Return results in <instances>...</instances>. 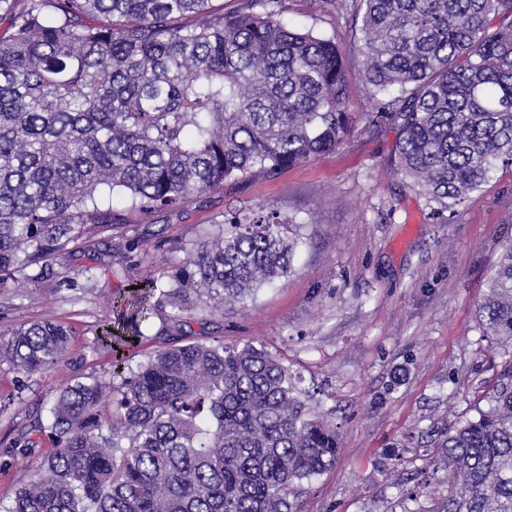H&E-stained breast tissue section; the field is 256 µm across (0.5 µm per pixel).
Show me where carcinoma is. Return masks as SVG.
<instances>
[{
	"instance_id": "cac0c4a2",
	"label": "carcinoma",
	"mask_w": 512,
	"mask_h": 512,
	"mask_svg": "<svg viewBox=\"0 0 512 512\" xmlns=\"http://www.w3.org/2000/svg\"><path fill=\"white\" fill-rule=\"evenodd\" d=\"M211 0H0V273L93 243L118 221L336 148L354 112L336 42L294 30L275 0L214 16ZM371 121L397 130L396 173L431 218L512 169V0H353ZM265 4L259 11L256 6ZM193 18L186 24L183 19ZM294 221L258 206L224 218L163 278L133 289L93 349L109 377L63 378L40 432L49 455L6 512H296L303 483L336 461V427L264 346L189 341L132 366L143 310L179 326L224 315L286 276ZM63 279L85 293L88 270ZM476 317L508 350L484 400L426 465L446 472L430 512H512V242ZM50 316L0 337V364L35 381L67 363Z\"/></svg>"
}]
</instances>
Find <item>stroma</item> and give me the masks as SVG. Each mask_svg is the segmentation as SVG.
Instances as JSON below:
<instances>
[{"label":"stroma","instance_id":"35a3bbf8","mask_svg":"<svg viewBox=\"0 0 512 512\" xmlns=\"http://www.w3.org/2000/svg\"><path fill=\"white\" fill-rule=\"evenodd\" d=\"M277 9L292 26L335 39L356 114L350 134L334 150L226 181L172 210L144 213L114 199L121 222L100 234L98 252L70 248L53 261L41 293L22 272L0 285V331L52 316L74 336L63 373L103 375L109 358L92 343L111 301L179 265L226 214L277 210L302 224L307 238L293 272L224 316L192 315L184 336L264 344L331 412L336 463L305 483L297 512H430L433 493L446 486L425 481L426 457L473 415L484 382L507 358L482 337L475 310L512 242V170H499L448 223H434L428 198L392 172L395 130L367 119L378 105L363 79L350 0H278ZM85 267L94 292L56 291L64 269ZM58 376L23 389L16 372L0 365V512L30 478L13 443L46 420Z\"/></svg>","mask_w":512,"mask_h":512}]
</instances>
